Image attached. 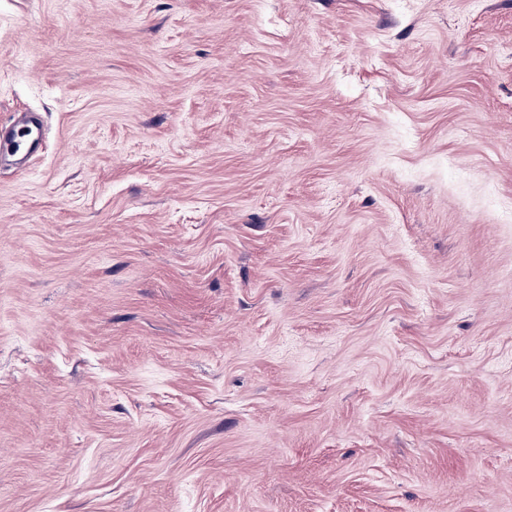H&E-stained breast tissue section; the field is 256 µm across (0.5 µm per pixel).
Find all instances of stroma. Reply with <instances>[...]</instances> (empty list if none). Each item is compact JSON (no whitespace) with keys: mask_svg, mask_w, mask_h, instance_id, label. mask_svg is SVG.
I'll list each match as a JSON object with an SVG mask.
<instances>
[{"mask_svg":"<svg viewBox=\"0 0 512 512\" xmlns=\"http://www.w3.org/2000/svg\"><path fill=\"white\" fill-rule=\"evenodd\" d=\"M0 512H512V0H0ZM14 125L11 128L10 136L7 140L0 138V155L8 153H22L30 151L37 139L38 128L31 124Z\"/></svg>","mask_w":512,"mask_h":512,"instance_id":"35a3bbf8","label":"stroma"}]
</instances>
